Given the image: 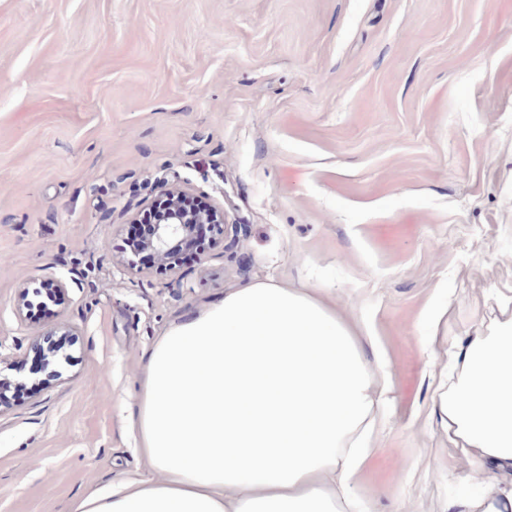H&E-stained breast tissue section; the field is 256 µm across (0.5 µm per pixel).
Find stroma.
<instances>
[{
  "label": "stroma",
  "instance_id": "obj_1",
  "mask_svg": "<svg viewBox=\"0 0 512 512\" xmlns=\"http://www.w3.org/2000/svg\"><path fill=\"white\" fill-rule=\"evenodd\" d=\"M174 177L237 220L233 256L123 268L129 209ZM54 275L65 300L21 319ZM270 278L324 289L389 366L351 512H452L466 465L428 405L435 357L512 289V0H0V354L71 334L0 411V512L145 477L148 350Z\"/></svg>",
  "mask_w": 512,
  "mask_h": 512
}]
</instances>
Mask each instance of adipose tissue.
Here are the masks:
<instances>
[{
	"instance_id": "adipose-tissue-1",
	"label": "adipose tissue",
	"mask_w": 512,
	"mask_h": 512,
	"mask_svg": "<svg viewBox=\"0 0 512 512\" xmlns=\"http://www.w3.org/2000/svg\"><path fill=\"white\" fill-rule=\"evenodd\" d=\"M447 351L432 422L468 464L457 512H512V293ZM393 386L321 293L256 282L173 325L144 363L129 424L150 477L67 512H344Z\"/></svg>"
}]
</instances>
